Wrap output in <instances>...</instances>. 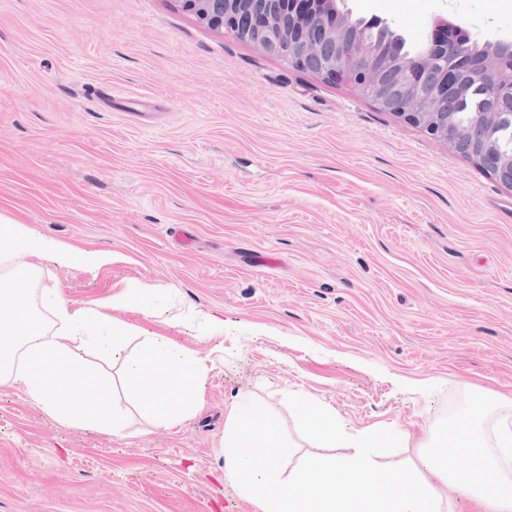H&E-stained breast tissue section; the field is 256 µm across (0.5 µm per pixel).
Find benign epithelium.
<instances>
[{
    "label": "benign epithelium",
    "instance_id": "benign-epithelium-1",
    "mask_svg": "<svg viewBox=\"0 0 512 512\" xmlns=\"http://www.w3.org/2000/svg\"><path fill=\"white\" fill-rule=\"evenodd\" d=\"M205 26L228 32L264 55L324 81L342 82L379 110L422 129L512 190V141L494 129L512 126V40H480L461 23L432 16L413 55L392 39L368 42L361 23L391 33L384 18H353L346 0H178ZM488 101L460 116L450 102L474 87Z\"/></svg>",
    "mask_w": 512,
    "mask_h": 512
}]
</instances>
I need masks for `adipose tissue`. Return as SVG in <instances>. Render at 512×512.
<instances>
[{"mask_svg":"<svg viewBox=\"0 0 512 512\" xmlns=\"http://www.w3.org/2000/svg\"><path fill=\"white\" fill-rule=\"evenodd\" d=\"M0 233L12 242L9 251L0 253V265L13 270L0 288V382L20 385L30 404L64 426L121 435L125 421L109 407L115 387L111 373L90 368L81 357L93 346L121 359L138 408L155 423L173 426L195 413L207 372L200 359L158 335L145 337L140 351L127 357L126 326L101 334L105 308L127 307L133 296L101 306H73L58 286H36L34 268L23 264L33 252L66 264L69 249L42 242L31 228L2 215ZM161 391L168 394L163 403L157 400Z\"/></svg>","mask_w":512,"mask_h":512,"instance_id":"1","label":"adipose tissue"}]
</instances>
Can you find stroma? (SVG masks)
Segmentation results:
<instances>
[{"instance_id": "35a3bbf8", "label": "stroma", "mask_w": 512, "mask_h": 512, "mask_svg": "<svg viewBox=\"0 0 512 512\" xmlns=\"http://www.w3.org/2000/svg\"><path fill=\"white\" fill-rule=\"evenodd\" d=\"M418 45L434 14L512 38V0H348ZM129 94L105 107L88 87ZM0 214L84 256L32 254L77 306L203 358L166 428H70L0 382V512H260L224 478L248 398L296 394L414 457L465 393L512 399V191L420 128L212 30L177 0H0ZM111 254L99 264L98 255ZM221 320L207 326V316Z\"/></svg>"}]
</instances>
